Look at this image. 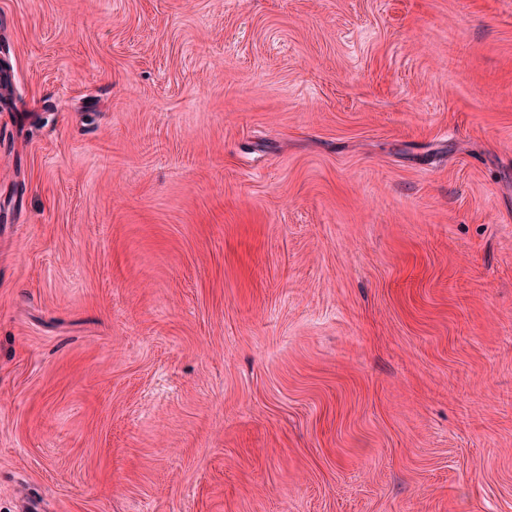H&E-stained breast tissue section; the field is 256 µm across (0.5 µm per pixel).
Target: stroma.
<instances>
[{"label": "stroma", "instance_id": "stroma-1", "mask_svg": "<svg viewBox=\"0 0 512 512\" xmlns=\"http://www.w3.org/2000/svg\"><path fill=\"white\" fill-rule=\"evenodd\" d=\"M0 512H512V0H0Z\"/></svg>", "mask_w": 512, "mask_h": 512}]
</instances>
